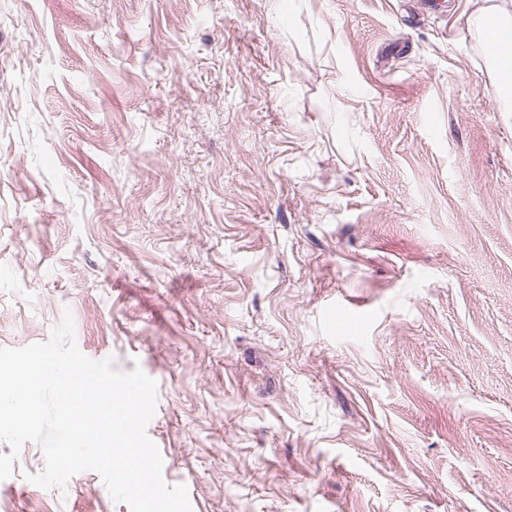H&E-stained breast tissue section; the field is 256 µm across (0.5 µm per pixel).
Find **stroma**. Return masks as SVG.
I'll list each match as a JSON object with an SVG mask.
<instances>
[{
	"label": "stroma",
	"mask_w": 512,
	"mask_h": 512,
	"mask_svg": "<svg viewBox=\"0 0 512 512\" xmlns=\"http://www.w3.org/2000/svg\"><path fill=\"white\" fill-rule=\"evenodd\" d=\"M439 2L0 0V347L141 366L193 512H512V112ZM44 466L0 512H130Z\"/></svg>",
	"instance_id": "35a3bbf8"
}]
</instances>
